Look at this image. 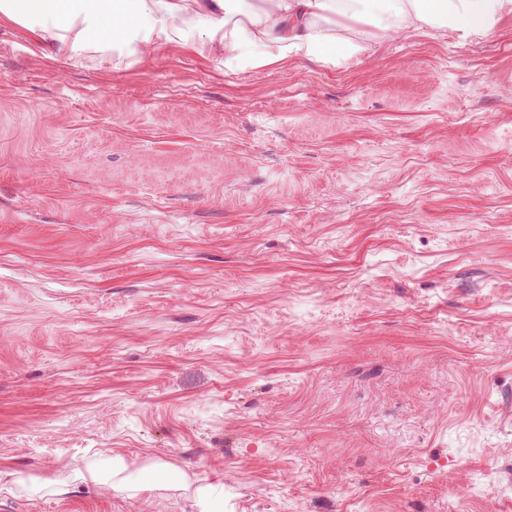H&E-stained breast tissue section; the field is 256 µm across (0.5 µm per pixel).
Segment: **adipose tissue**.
<instances>
[{"mask_svg": "<svg viewBox=\"0 0 512 512\" xmlns=\"http://www.w3.org/2000/svg\"><path fill=\"white\" fill-rule=\"evenodd\" d=\"M244 0H0V19L20 25L35 46L49 45L74 59L88 51L120 48L138 56L143 48L189 43L203 55L221 53L227 68L260 67L289 59L344 66L367 52L374 39H393L419 27L448 29L468 41L490 33L512 0H258L246 10ZM369 21L357 38L339 39L326 32L330 18ZM250 46L261 54H247ZM150 482H135L121 456H113L92 479L115 491L181 483L183 474L162 463L146 469Z\"/></svg>", "mask_w": 512, "mask_h": 512, "instance_id": "obj_1", "label": "adipose tissue"}]
</instances>
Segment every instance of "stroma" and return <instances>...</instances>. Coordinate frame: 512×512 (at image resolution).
<instances>
[{
	"label": "stroma",
	"mask_w": 512,
	"mask_h": 512,
	"mask_svg": "<svg viewBox=\"0 0 512 512\" xmlns=\"http://www.w3.org/2000/svg\"><path fill=\"white\" fill-rule=\"evenodd\" d=\"M115 454L224 512H512V14L234 71L0 20V512H196ZM146 474L152 479L150 481L135 482L133 475L127 473V466L124 459L115 455L112 456L110 462L102 468H98L91 472L92 479L106 485L115 491L144 490L146 488L164 489L177 485L184 480L183 474L177 470L170 468L167 464L153 463L146 468ZM157 474L158 480L153 475ZM215 491L216 487L210 484L195 488L193 501L198 512H222L224 510V497L220 502Z\"/></svg>",
	"instance_id": "stroma-1"
}]
</instances>
